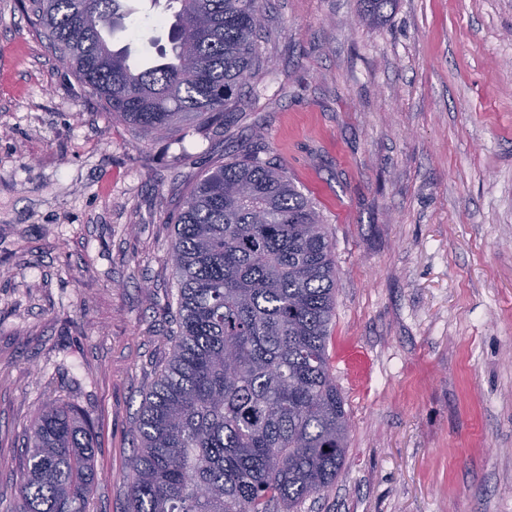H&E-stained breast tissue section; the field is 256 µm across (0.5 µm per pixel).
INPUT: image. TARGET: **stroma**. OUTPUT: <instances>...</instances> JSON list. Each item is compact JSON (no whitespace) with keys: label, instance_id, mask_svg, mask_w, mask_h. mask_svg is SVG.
<instances>
[{"label":"stroma","instance_id":"obj_1","mask_svg":"<svg viewBox=\"0 0 512 512\" xmlns=\"http://www.w3.org/2000/svg\"><path fill=\"white\" fill-rule=\"evenodd\" d=\"M271 61L220 133L112 120L0 0V512L44 403L87 411V512H128L170 357L183 196L251 151L335 243L345 465L298 512H512V0H265Z\"/></svg>","mask_w":512,"mask_h":512}]
</instances>
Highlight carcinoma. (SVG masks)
<instances>
[{"mask_svg": "<svg viewBox=\"0 0 512 512\" xmlns=\"http://www.w3.org/2000/svg\"><path fill=\"white\" fill-rule=\"evenodd\" d=\"M31 24L102 109L145 136L238 111L263 64L262 0H176L171 52L128 68L104 37L126 0H30ZM362 19L393 0H361ZM333 237L285 172L247 153L205 172L175 217L170 359L132 423L131 512H295L345 463L344 400L329 366ZM13 512H86L94 431L74 406L40 409Z\"/></svg>", "mask_w": 512, "mask_h": 512, "instance_id": "1", "label": "carcinoma"}]
</instances>
